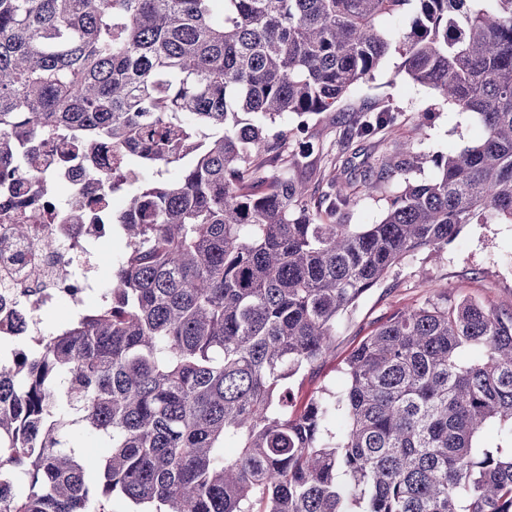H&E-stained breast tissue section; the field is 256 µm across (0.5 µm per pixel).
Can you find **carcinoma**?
<instances>
[{
    "label": "carcinoma",
    "mask_w": 512,
    "mask_h": 512,
    "mask_svg": "<svg viewBox=\"0 0 512 512\" xmlns=\"http://www.w3.org/2000/svg\"><path fill=\"white\" fill-rule=\"evenodd\" d=\"M408 6V31L381 25ZM390 55L485 135L419 157L427 182L380 162L403 189L340 224L377 183L336 168L315 199L260 157ZM397 121L349 119L361 140ZM59 141L93 169L111 145L127 249L98 306L0 353V512H512V446L481 441H512V313L442 296L363 337L344 392L289 383L405 255L512 224V0H0V193Z\"/></svg>",
    "instance_id": "1"
}]
</instances>
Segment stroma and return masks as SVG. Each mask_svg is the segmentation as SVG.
I'll return each instance as SVG.
<instances>
[{
    "mask_svg": "<svg viewBox=\"0 0 512 512\" xmlns=\"http://www.w3.org/2000/svg\"><path fill=\"white\" fill-rule=\"evenodd\" d=\"M399 62L398 56L387 57L372 80L352 88L339 106L338 121L319 116L309 119L308 130L319 138L322 153L297 158V122L288 115L279 119L278 128L287 130L288 135L266 157L265 173H287L289 178L305 183L317 197L327 189L323 172L331 161L368 170L370 178L380 186L379 193L373 197L356 195L353 203L337 213L336 218L344 224H374L383 217L389 198L400 188L401 179L369 168V158L398 153L446 154L473 145L482 135L478 117L448 106L430 88L407 78L395 79ZM383 105L399 112L395 136L380 133L369 140L352 137L351 112ZM287 155L294 157L295 162L285 167L281 159ZM441 295L452 302L473 299L499 311L512 312V224H467L447 245L412 252L402 258L383 281L342 316L336 330L335 356L323 362L318 374L306 378L300 394L321 388L341 390L345 385L342 367L347 353L379 319L400 309L423 306Z\"/></svg>",
    "mask_w": 512,
    "mask_h": 512,
    "instance_id": "35a3bbf8",
    "label": "stroma"
}]
</instances>
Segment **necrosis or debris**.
<instances>
[{"label": "necrosis or debris", "mask_w": 512, "mask_h": 512, "mask_svg": "<svg viewBox=\"0 0 512 512\" xmlns=\"http://www.w3.org/2000/svg\"><path fill=\"white\" fill-rule=\"evenodd\" d=\"M62 145L48 148L38 161V178L63 182L70 188L69 198L87 211L82 224H69L63 215L31 206L33 232L25 239L13 237L8 221L13 210L0 207V319L6 325L0 332L7 336H29L37 330L36 307L30 303L33 293L46 301L65 299L73 310H80L89 288L95 285L99 239L111 227L94 206L98 179L85 169L78 158L61 159ZM54 237L57 249L42 251L40 236Z\"/></svg>", "instance_id": "necrosis-or-debris-1"}]
</instances>
